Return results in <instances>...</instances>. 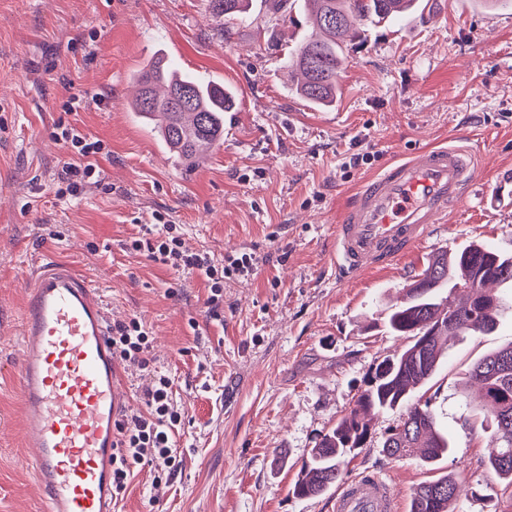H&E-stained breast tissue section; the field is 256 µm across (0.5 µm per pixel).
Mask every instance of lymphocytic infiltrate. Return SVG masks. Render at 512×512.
<instances>
[{"label":"lymphocytic infiltrate","mask_w":512,"mask_h":512,"mask_svg":"<svg viewBox=\"0 0 512 512\" xmlns=\"http://www.w3.org/2000/svg\"><path fill=\"white\" fill-rule=\"evenodd\" d=\"M70 152L62 167L61 186L57 197L78 196L85 188L100 183V141L88 139L77 127L63 126L57 135ZM132 251L145 253L152 261L175 271L200 277L207 290L206 305L212 318H219L225 280L247 276L253 270L250 255L225 257L215 262L207 252L188 249L175 225L145 224L140 234L131 240ZM112 352L122 363L136 366L143 374L140 390L144 411L120 418L116 425L117 440L112 453V495L123 500L135 472L160 460L163 470L155 471L154 483H162L166 470L177 467L178 450L174 430L182 413L172 398V381L154 367L149 331L138 318L112 326Z\"/></svg>","instance_id":"obj_1"}]
</instances>
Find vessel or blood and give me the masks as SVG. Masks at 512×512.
Wrapping results in <instances>:
<instances>
[{
    "label": "vessel or blood",
    "mask_w": 512,
    "mask_h": 512,
    "mask_svg": "<svg viewBox=\"0 0 512 512\" xmlns=\"http://www.w3.org/2000/svg\"><path fill=\"white\" fill-rule=\"evenodd\" d=\"M478 154L424 146L385 165L349 199L336 226V269L346 281L409 252L450 209L470 198ZM109 322L89 281L68 263L36 265L22 328L21 433L42 512H114L112 448L124 405ZM387 479L342 483L335 512H397Z\"/></svg>",
    "instance_id": "1"
}]
</instances>
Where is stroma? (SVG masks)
<instances>
[{"label": "stroma", "mask_w": 512, "mask_h": 512, "mask_svg": "<svg viewBox=\"0 0 512 512\" xmlns=\"http://www.w3.org/2000/svg\"><path fill=\"white\" fill-rule=\"evenodd\" d=\"M308 29L302 0L285 12L252 0L233 20L207 0H0V512H38L43 497L16 389L36 259L77 266L110 321L144 322L184 412L181 467L159 485L142 470L116 512H332L330 494L292 487L376 365L408 345L385 315L433 255L472 241L512 251V0H420L397 25H367L325 109L288 81L286 57ZM159 55L237 94L223 142L191 167L130 107L138 72ZM75 95L88 108L65 111ZM60 122L104 146L100 186L76 198L55 195L68 157L53 136ZM442 142L479 152L473 199L388 268L343 281L334 234L348 195L390 160ZM354 153L369 162L348 167ZM156 214L215 260L255 257L252 274L225 281L223 321L208 317L201 280L125 249ZM511 343L512 312L489 335L449 337L422 391L454 442L437 467L388 459L397 416L374 413L344 478L388 473L410 512L415 488L442 469L463 487L454 512H512V485L487 468L490 433L467 425L472 364Z\"/></svg>", "instance_id": "stroma-1"}]
</instances>
